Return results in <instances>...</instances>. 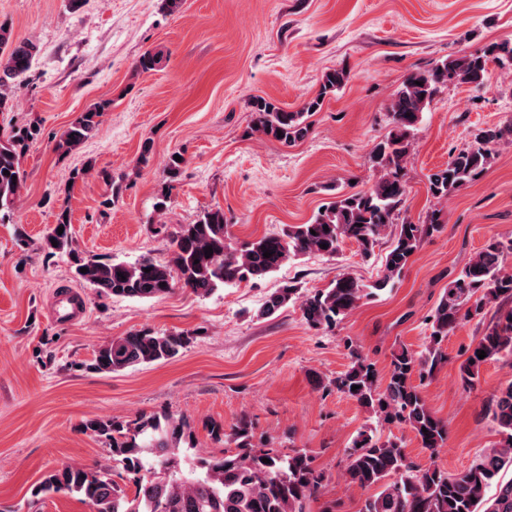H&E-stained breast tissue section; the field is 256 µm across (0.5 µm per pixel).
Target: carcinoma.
Segmentation results:
<instances>
[{"mask_svg": "<svg viewBox=\"0 0 512 512\" xmlns=\"http://www.w3.org/2000/svg\"><path fill=\"white\" fill-rule=\"evenodd\" d=\"M36 55L35 43L14 39L11 29L0 24L1 113L12 109V100L3 89L26 78ZM491 63L512 66V40L492 42L480 53L460 50L429 70L410 71L389 105L391 130L369 154L375 171L371 186L365 191L336 193L333 201L304 224H288L279 232L236 241L224 223V209L215 207L195 223L179 226L166 261L143 256L133 263L101 262L76 252L70 211L63 207L44 236V248L68 256L75 281L95 288L100 295L144 300L176 288L206 297L225 286L271 275L301 256L334 258L348 240L368 261L382 239L391 237L383 275L373 283L344 272L329 287L305 295L296 285L285 284L268 294L258 310V316L271 317L298 299L302 318L310 327L333 330L361 300L393 284L423 240L443 229L445 220L439 209L432 210L424 224L396 223L405 202V164L411 140L440 87L481 85ZM349 80L345 68L326 71L318 93L296 111L284 110L260 96L254 98L251 133L284 145L304 140L311 131L308 117L321 111L323 99L336 95ZM111 107L110 100L88 107L61 133L56 149L68 152L82 144L99 130ZM40 136L37 123L12 126L0 135V222L11 212L24 183L22 158ZM501 142L512 143V124L477 130L467 147L451 153L447 166L429 177L431 195L445 198L480 177L492 164L494 146ZM100 177L110 188L102 205L110 206L119 200L121 185L107 171L100 172ZM323 244L327 248H321ZM209 248L213 254L208 257L205 250ZM266 251L271 253L268 258ZM507 253H512V240L506 243L490 237L444 289L426 318L428 354L419 355L405 346L393 351L383 381L375 363L350 340L351 363L328 387L355 400L376 424L410 428L427 450L445 445L448 423L428 407L421 383L447 362L442 343L448 334L463 322L485 317L490 306L496 307L494 321L460 364L459 377L472 387L483 365L512 356V269L504 264ZM82 268L87 272H80ZM191 336L189 331H132L100 345L92 366L112 373L168 361ZM482 351L486 357L481 359ZM354 385L359 389L352 390ZM486 413L492 416L500 439L458 474L414 462L402 441L382 439L375 427L360 430L342 477L350 486H376L378 492L366 497L358 512H512V478L501 479V472L512 468V382L492 396ZM86 429L109 445L112 466L67 465L49 473L33 496H77L93 512H310V503L324 487L325 474L315 467L313 455L305 449L280 452L256 443L252 422L243 417L227 427L210 423L212 439L224 443L220 456L190 452L184 447L192 438L189 422L165 412L131 423L91 420ZM264 458L269 462H262ZM116 470L124 481L122 486L112 479ZM494 482L497 491L488 497L487 489Z\"/></svg>", "mask_w": 512, "mask_h": 512, "instance_id": "cac0c4a2", "label": "carcinoma"}]
</instances>
